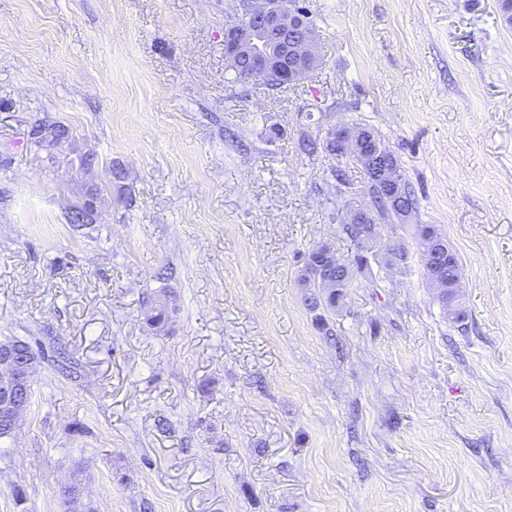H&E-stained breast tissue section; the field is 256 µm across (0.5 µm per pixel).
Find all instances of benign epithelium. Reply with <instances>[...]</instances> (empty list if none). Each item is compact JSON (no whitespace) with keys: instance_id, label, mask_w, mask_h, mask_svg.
Segmentation results:
<instances>
[{"instance_id":"1","label":"benign epithelium","mask_w":512,"mask_h":512,"mask_svg":"<svg viewBox=\"0 0 512 512\" xmlns=\"http://www.w3.org/2000/svg\"><path fill=\"white\" fill-rule=\"evenodd\" d=\"M224 58L240 72L243 84L261 83L283 88L307 78L322 64L308 15L288 0H236L234 13L224 22ZM325 139L338 152H350L366 163L385 190V199L404 212V178L399 170L383 161L386 149L375 144L364 153L361 130L332 126ZM425 258L439 261L448 254L437 239L427 237L422 245ZM36 362L18 357L12 344H0V417L17 427L27 407L26 390Z\"/></svg>"}]
</instances>
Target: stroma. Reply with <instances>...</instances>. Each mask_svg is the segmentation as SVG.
Here are the masks:
<instances>
[{
	"label": "stroma",
	"instance_id": "stroma-1",
	"mask_svg": "<svg viewBox=\"0 0 512 512\" xmlns=\"http://www.w3.org/2000/svg\"><path fill=\"white\" fill-rule=\"evenodd\" d=\"M307 3L323 62L272 90L224 60L233 0H0V339L82 370L37 367L0 512H512V25L498 0ZM45 115L70 130L50 158ZM335 124L379 135L417 209L327 336L302 257L354 252L334 170L368 201L358 165L300 148ZM417 224L455 253L463 323ZM69 129L60 122H49L39 119L32 126L30 136L32 145L37 151L45 150L51 153L61 139H68Z\"/></svg>",
	"mask_w": 512,
	"mask_h": 512
}]
</instances>
